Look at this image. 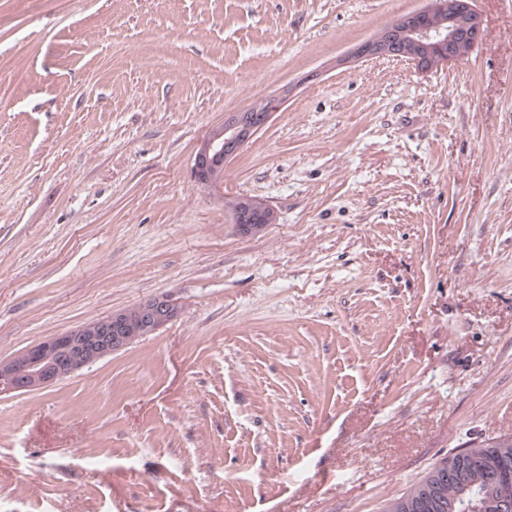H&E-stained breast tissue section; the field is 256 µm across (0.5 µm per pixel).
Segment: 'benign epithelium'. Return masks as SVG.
Returning <instances> with one entry per match:
<instances>
[{
    "label": "benign epithelium",
    "instance_id": "1",
    "mask_svg": "<svg viewBox=\"0 0 512 512\" xmlns=\"http://www.w3.org/2000/svg\"><path fill=\"white\" fill-rule=\"evenodd\" d=\"M481 36V21L473 0H430V8L408 15L395 23L391 41L407 38L435 51L434 62L444 64L456 59L452 43L459 37L474 44ZM255 128H243L230 123L221 134L209 136L202 144L194 169L195 176L209 179L210 171L223 164L227 154L224 143L239 147L252 136ZM152 322H159L177 311L167 297L143 302ZM128 347L123 336L100 331L87 336L83 327L51 336L21 351L8 360L0 361V395L26 394L54 386L62 380L61 369L68 374L93 364Z\"/></svg>",
    "mask_w": 512,
    "mask_h": 512
}]
</instances>
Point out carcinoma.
Returning <instances> with one entry per match:
<instances>
[{"instance_id": "obj_1", "label": "carcinoma", "mask_w": 512, "mask_h": 512, "mask_svg": "<svg viewBox=\"0 0 512 512\" xmlns=\"http://www.w3.org/2000/svg\"><path fill=\"white\" fill-rule=\"evenodd\" d=\"M122 335L132 344L153 334L141 305L123 310ZM512 505V444L464 451L435 467L421 487L390 512H509Z\"/></svg>"}]
</instances>
